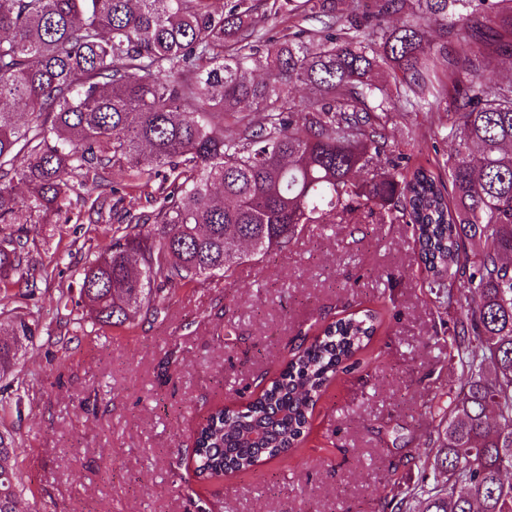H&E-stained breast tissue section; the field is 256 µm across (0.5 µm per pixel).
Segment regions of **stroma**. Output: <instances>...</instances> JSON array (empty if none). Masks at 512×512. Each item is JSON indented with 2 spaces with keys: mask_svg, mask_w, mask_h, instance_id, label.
I'll list each match as a JSON object with an SVG mask.
<instances>
[{
  "mask_svg": "<svg viewBox=\"0 0 512 512\" xmlns=\"http://www.w3.org/2000/svg\"><path fill=\"white\" fill-rule=\"evenodd\" d=\"M389 145L410 166L447 153V119L421 109L386 115ZM114 174L72 193L65 215L37 225L32 255L64 274L109 244L117 219L150 213L161 180L114 189ZM112 211L96 221L91 202ZM41 283L48 326L24 357L22 415L5 413L24 448L20 512H388L393 476L413 485V451L435 434L426 402L454 378L445 357L460 315L422 286L412 230L364 215L305 230L282 251L239 265L226 280L167 291L165 314L128 327L76 332ZM377 309L383 323L357 366L322 392L298 448L221 480L198 481L193 433L210 409H243L319 325Z\"/></svg>",
  "mask_w": 512,
  "mask_h": 512,
  "instance_id": "obj_1",
  "label": "stroma"
}]
</instances>
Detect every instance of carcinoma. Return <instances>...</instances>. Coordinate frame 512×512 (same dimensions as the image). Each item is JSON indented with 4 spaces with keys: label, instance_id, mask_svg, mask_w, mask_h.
Returning a JSON list of instances; mask_svg holds the SVG:
<instances>
[{
    "label": "carcinoma",
    "instance_id": "1",
    "mask_svg": "<svg viewBox=\"0 0 512 512\" xmlns=\"http://www.w3.org/2000/svg\"><path fill=\"white\" fill-rule=\"evenodd\" d=\"M408 2L351 0L338 13L335 0H231L219 14L210 0H0V285L35 297L53 271L32 264L28 225L99 170L163 171L172 186L141 222L112 225L79 273L82 332L160 314L168 286L230 277L244 239L258 260L354 211L410 224L425 287L463 313L448 331L457 383L428 406L436 441L414 449L432 473L393 495L396 509L512 512V83L485 79L512 56V0H419V21L387 26ZM281 14L320 27H258ZM380 71L432 112L460 86L444 162L410 169L387 155ZM298 86L312 97L296 101ZM380 322L376 310L344 313L244 409H212L193 434L197 479L287 456ZM42 330L21 306L0 316L3 411L22 414L20 365ZM20 456L0 422V512H17L26 491Z\"/></svg>",
    "mask_w": 512,
    "mask_h": 512
}]
</instances>
